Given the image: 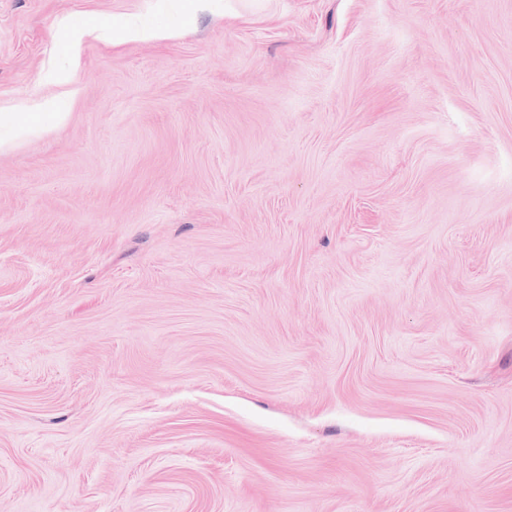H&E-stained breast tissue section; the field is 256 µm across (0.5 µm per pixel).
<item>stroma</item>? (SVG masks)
<instances>
[{"instance_id": "stroma-1", "label": "stroma", "mask_w": 512, "mask_h": 512, "mask_svg": "<svg viewBox=\"0 0 512 512\" xmlns=\"http://www.w3.org/2000/svg\"><path fill=\"white\" fill-rule=\"evenodd\" d=\"M51 99L0 512H512V0H0Z\"/></svg>"}]
</instances>
